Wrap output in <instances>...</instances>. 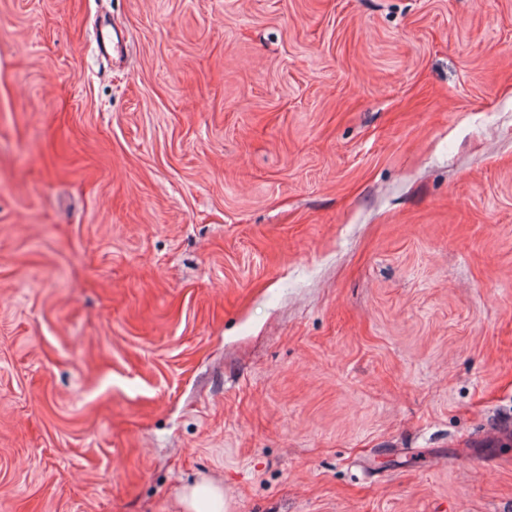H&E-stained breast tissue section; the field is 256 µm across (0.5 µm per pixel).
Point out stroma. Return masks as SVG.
I'll return each instance as SVG.
<instances>
[{
  "mask_svg": "<svg viewBox=\"0 0 512 512\" xmlns=\"http://www.w3.org/2000/svg\"><path fill=\"white\" fill-rule=\"evenodd\" d=\"M509 426L512 0H0V512H512ZM224 490L219 486H192L180 499L183 512H224Z\"/></svg>",
  "mask_w": 512,
  "mask_h": 512,
  "instance_id": "35a3bbf8",
  "label": "stroma"
}]
</instances>
